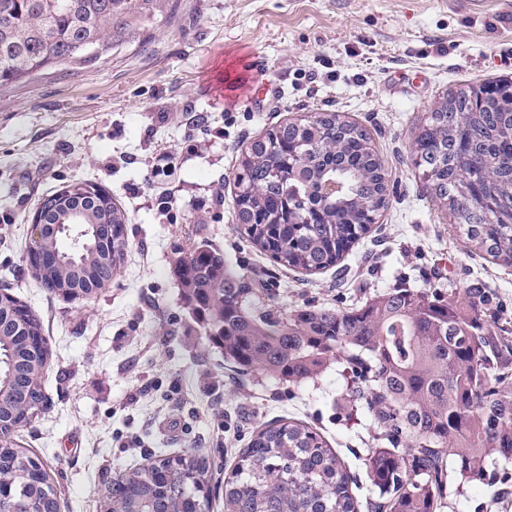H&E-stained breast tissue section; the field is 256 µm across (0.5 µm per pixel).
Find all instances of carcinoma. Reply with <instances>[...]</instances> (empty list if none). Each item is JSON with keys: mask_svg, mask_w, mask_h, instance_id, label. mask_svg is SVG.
<instances>
[{"mask_svg": "<svg viewBox=\"0 0 512 512\" xmlns=\"http://www.w3.org/2000/svg\"><path fill=\"white\" fill-rule=\"evenodd\" d=\"M167 0H0V87L29 80L60 62L85 65L123 44L136 22H148ZM490 112L436 109L414 139V164L432 198L448 207L467 240L512 267V223L497 210L512 201V112L491 98ZM301 145L288 170V144ZM345 188L344 201L324 194L328 180ZM385 168L358 126L301 119L280 125L239 158L236 209L247 239L279 264L317 273L333 267L366 233ZM483 202L464 207V191ZM40 209L48 223L68 214L84 223L112 224V239L85 237L88 247L66 252L38 281L49 291L93 294L112 282L126 249L116 206L59 191ZM185 307L208 346L243 372L299 384L332 360L345 363L378 430L367 455L376 492L371 512H439L447 496L470 482H490L512 464V333L483 322L479 288H390L349 308L259 311L257 289L227 265L220 250L190 243L175 265ZM0 304L11 318L0 334V421L32 420L43 402L48 352L31 309ZM0 487L17 501L38 492L34 460L4 444ZM211 477L193 453L158 456L120 475L102 500L103 512H197L206 507ZM346 466L325 438L304 422L262 426L224 478V512H358Z\"/></svg>", "mask_w": 512, "mask_h": 512, "instance_id": "carcinoma-1", "label": "carcinoma"}]
</instances>
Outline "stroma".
<instances>
[{"label": "stroma", "mask_w": 512, "mask_h": 512, "mask_svg": "<svg viewBox=\"0 0 512 512\" xmlns=\"http://www.w3.org/2000/svg\"><path fill=\"white\" fill-rule=\"evenodd\" d=\"M494 77L512 80V0H170L99 63L0 89V292L38 315L51 353L44 405L10 441L47 469L62 512H102L118 475L192 449L212 473L206 512H223L225 473L282 418L316 427L368 501L376 429L367 409L350 415L342 364L298 387L231 368L204 345L175 265L206 242L277 314L479 288L486 321L512 329V268L468 244L412 162L448 89ZM316 113L368 132L389 199L340 270L308 275L241 235L234 176L252 142ZM77 183L111 193L127 248L109 287L70 301L42 288L26 253L41 200ZM441 512H512V475L466 484Z\"/></svg>", "instance_id": "obj_1"}]
</instances>
